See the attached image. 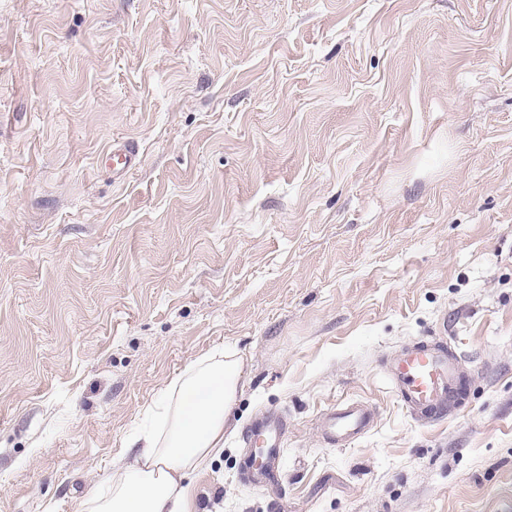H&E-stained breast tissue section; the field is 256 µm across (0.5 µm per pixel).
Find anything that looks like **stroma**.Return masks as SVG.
<instances>
[{
    "mask_svg": "<svg viewBox=\"0 0 512 512\" xmlns=\"http://www.w3.org/2000/svg\"><path fill=\"white\" fill-rule=\"evenodd\" d=\"M420 339L464 364L435 423L381 364ZM216 346L196 512H512V0H0V512H79ZM374 411L359 403H339L327 409L319 420L324 439L331 446H344L364 436L372 427ZM287 433V423L276 410L262 411L242 431L241 443L249 452L248 481L266 487H277L280 484V456ZM255 453L259 458L258 463L251 461Z\"/></svg>",
    "mask_w": 512,
    "mask_h": 512,
    "instance_id": "1",
    "label": "stroma"
}]
</instances>
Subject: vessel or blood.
<instances>
[{
	"label": "vessel or blood",
	"instance_id": "vessel-or-blood-1",
	"mask_svg": "<svg viewBox=\"0 0 512 512\" xmlns=\"http://www.w3.org/2000/svg\"><path fill=\"white\" fill-rule=\"evenodd\" d=\"M390 384L405 408L432 423L449 416L458 403L463 374L457 355L440 342L420 340L403 347L383 362ZM371 406L339 403L327 409L319 427L329 445L343 446L364 436L372 427ZM288 432L282 416L274 410L259 413L241 433V443L256 462L250 463L251 483L275 487L282 473L281 449Z\"/></svg>",
	"mask_w": 512,
	"mask_h": 512
}]
</instances>
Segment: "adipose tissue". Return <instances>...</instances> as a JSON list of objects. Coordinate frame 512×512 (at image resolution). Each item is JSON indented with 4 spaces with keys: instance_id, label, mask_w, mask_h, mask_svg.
I'll use <instances>...</instances> for the list:
<instances>
[{
    "instance_id": "adipose-tissue-1",
    "label": "adipose tissue",
    "mask_w": 512,
    "mask_h": 512,
    "mask_svg": "<svg viewBox=\"0 0 512 512\" xmlns=\"http://www.w3.org/2000/svg\"><path fill=\"white\" fill-rule=\"evenodd\" d=\"M242 367L220 348L191 360L148 406L134 462L100 476L82 512H195L189 478L224 446Z\"/></svg>"
}]
</instances>
